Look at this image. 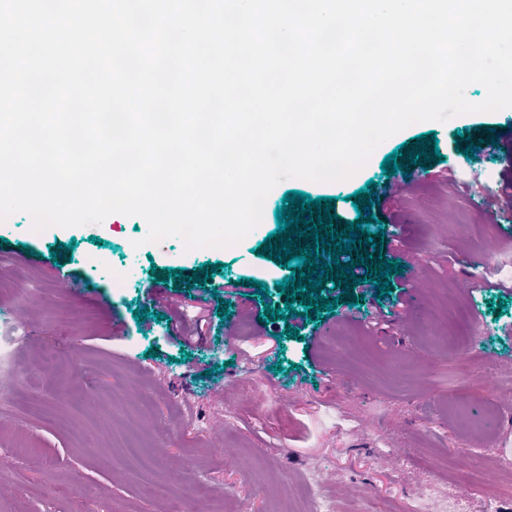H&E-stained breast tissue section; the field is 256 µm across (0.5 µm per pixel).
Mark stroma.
Instances as JSON below:
<instances>
[{
  "instance_id": "obj_1",
  "label": "stroma",
  "mask_w": 512,
  "mask_h": 512,
  "mask_svg": "<svg viewBox=\"0 0 512 512\" xmlns=\"http://www.w3.org/2000/svg\"><path fill=\"white\" fill-rule=\"evenodd\" d=\"M508 123L512 107L418 122L346 181L283 180L267 197L264 224L221 252L147 242L138 216L38 233L23 213L0 222V334L11 339L0 371L13 379L0 392V449L12 458L0 467V512H429L432 503L512 512V479L488 471L466 497L458 480L483 458H512V422L487 435L461 430L450 413L461 398L495 411L512 396V279L491 273L483 239L448 229L458 212L494 223L500 257L512 254V195L500 192L512 182V141L500 138L472 160L453 137ZM429 131L442 163L413 167L408 178L383 175L386 155ZM370 180L399 186L372 207L386 235L403 241L391 295L365 297L359 309L338 304L321 322H259L264 305L284 303L274 287L284 268L255 253L277 227L283 195L335 197L337 216L352 222L347 197ZM61 243L73 244V258L56 264L50 254ZM93 255L102 264L90 263ZM207 262L225 265L213 283L244 276L267 284L269 295L231 296V315L210 311L201 335L187 341L182 325L197 308L153 302L151 270ZM116 274L128 288L114 290ZM17 278L28 297L7 289ZM499 300L498 316L488 304ZM55 306L70 307L75 326L51 321ZM143 307L151 315L140 324L133 312ZM289 326L299 338H284ZM153 347L157 356H148ZM45 357L68 380L65 393L29 372ZM280 361L283 371L273 372ZM490 378L494 397L485 390ZM147 397L154 417L134 423L130 413ZM217 434L235 468L212 451ZM131 448L152 452L157 470H137ZM445 459L447 473L436 467ZM160 480L169 498L154 495Z\"/></svg>"
}]
</instances>
